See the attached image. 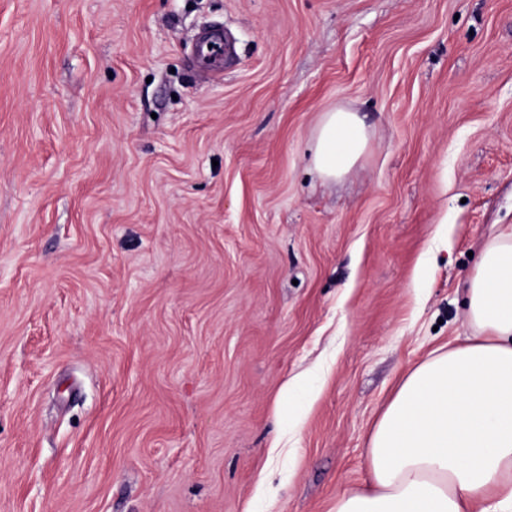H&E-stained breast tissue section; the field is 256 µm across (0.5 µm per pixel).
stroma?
Wrapping results in <instances>:
<instances>
[{
    "label": "stroma",
    "mask_w": 512,
    "mask_h": 512,
    "mask_svg": "<svg viewBox=\"0 0 512 512\" xmlns=\"http://www.w3.org/2000/svg\"><path fill=\"white\" fill-rule=\"evenodd\" d=\"M505 224L512 0H0V512H332ZM368 146L367 128L357 112L335 108L325 112L317 128L312 164L325 180L348 173Z\"/></svg>",
    "instance_id": "stroma-1"
}]
</instances>
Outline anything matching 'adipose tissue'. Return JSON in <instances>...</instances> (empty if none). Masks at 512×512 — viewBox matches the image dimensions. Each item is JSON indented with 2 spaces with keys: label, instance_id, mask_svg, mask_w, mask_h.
Masks as SVG:
<instances>
[{
  "label": "adipose tissue",
  "instance_id": "ef3b65f1",
  "mask_svg": "<svg viewBox=\"0 0 512 512\" xmlns=\"http://www.w3.org/2000/svg\"><path fill=\"white\" fill-rule=\"evenodd\" d=\"M367 146L359 114L335 108L312 164L332 181ZM465 304L476 335L409 372L373 428L367 487L333 512H512V225L486 241Z\"/></svg>",
  "mask_w": 512,
  "mask_h": 512
}]
</instances>
